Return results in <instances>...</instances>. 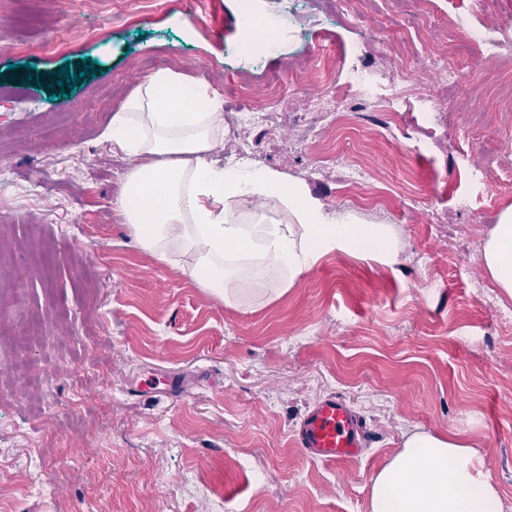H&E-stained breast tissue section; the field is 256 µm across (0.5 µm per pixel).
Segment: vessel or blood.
<instances>
[{"instance_id":"obj_1","label":"vessel or blood","mask_w":512,"mask_h":512,"mask_svg":"<svg viewBox=\"0 0 512 512\" xmlns=\"http://www.w3.org/2000/svg\"><path fill=\"white\" fill-rule=\"evenodd\" d=\"M296 445L306 455L327 462L359 456L369 433L341 398L326 397L312 406L295 431Z\"/></svg>"}]
</instances>
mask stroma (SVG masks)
Instances as JSON below:
<instances>
[{"instance_id": "1", "label": "stroma", "mask_w": 512, "mask_h": 512, "mask_svg": "<svg viewBox=\"0 0 512 512\" xmlns=\"http://www.w3.org/2000/svg\"><path fill=\"white\" fill-rule=\"evenodd\" d=\"M44 27L0 0V512H370L371 481L406 429L460 433L512 512V297L480 246L512 204V63L484 59L456 23L512 32V0H303L330 31L240 68L238 0H30ZM386 76L383 100L343 99L327 125L310 100L345 59ZM224 100L223 161L248 141L257 166L305 181L333 214L386 224L397 262L324 257L271 302L230 307L158 261L116 206L133 162L101 133L155 60ZM444 56L457 82L433 66ZM94 78L51 99L62 64ZM403 62L412 76L397 77ZM38 83L26 84L27 65ZM267 125L237 120L278 99ZM445 110L427 119L421 99ZM343 153L364 170L327 165ZM467 207H460V200ZM351 405L372 440L325 462L293 431L315 403Z\"/></svg>"}]
</instances>
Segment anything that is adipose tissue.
Masks as SVG:
<instances>
[{
  "label": "adipose tissue",
  "mask_w": 512,
  "mask_h": 512,
  "mask_svg": "<svg viewBox=\"0 0 512 512\" xmlns=\"http://www.w3.org/2000/svg\"><path fill=\"white\" fill-rule=\"evenodd\" d=\"M224 100L206 82L169 69L148 75L114 112L104 137L136 161L117 201L141 246L177 265L225 305L265 302L333 252L395 261L384 224L329 214L306 183L246 164L217 166ZM273 201L283 219L244 203ZM492 281L512 296V205L481 246ZM476 450L458 434L411 428L372 480L370 512H504Z\"/></svg>",
  "instance_id": "obj_1"
}]
</instances>
